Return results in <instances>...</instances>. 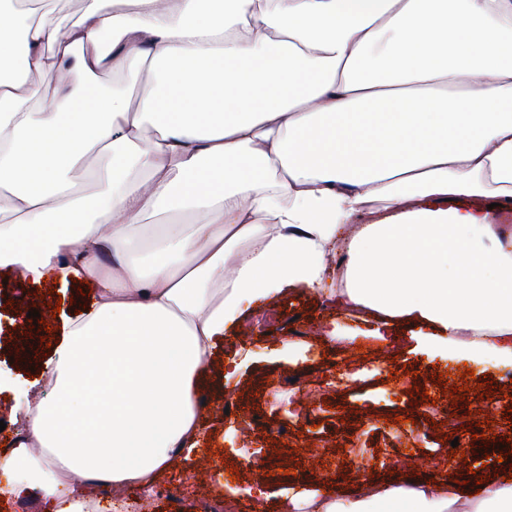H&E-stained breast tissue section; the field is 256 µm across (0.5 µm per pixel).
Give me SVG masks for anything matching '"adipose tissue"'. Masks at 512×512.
Returning <instances> with one entry per match:
<instances>
[{
  "label": "adipose tissue",
  "mask_w": 512,
  "mask_h": 512,
  "mask_svg": "<svg viewBox=\"0 0 512 512\" xmlns=\"http://www.w3.org/2000/svg\"><path fill=\"white\" fill-rule=\"evenodd\" d=\"M32 2L0 0V69L25 60L0 78V270L96 294L44 365L53 398L18 390L0 496L101 512L198 451L210 355L288 290L512 361V0ZM143 64L137 105L98 82ZM163 211L191 221L141 267L132 230ZM283 512H512V481L318 479Z\"/></svg>",
  "instance_id": "ef3b65f1"
}]
</instances>
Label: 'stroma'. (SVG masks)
<instances>
[{
    "label": "stroma",
    "mask_w": 512,
    "mask_h": 512,
    "mask_svg": "<svg viewBox=\"0 0 512 512\" xmlns=\"http://www.w3.org/2000/svg\"><path fill=\"white\" fill-rule=\"evenodd\" d=\"M55 281L24 282L0 273V373L29 382L60 344V321L52 305L75 315L95 288L64 289ZM338 321L348 335L326 341L324 327ZM358 317L325 306L303 291L254 303L237 334L213 352L200 395L206 436L191 460H177L151 490L130 486L106 494L122 512H224V490L236 491L237 512H255L251 489L263 482L266 512H279L282 494L301 476L335 479L341 493L365 489L373 477H428L452 468L455 480L476 487L512 470V364L495 355L464 360L435 339L417 336L408 322L392 337L365 336ZM295 348H288L286 340ZM245 358L237 375L225 379L224 363ZM473 376H466V369ZM487 392L478 395L475 384ZM466 386L463 401L449 390ZM319 403L314 421L304 406ZM473 435L463 458H449L444 414ZM486 438H477L479 426ZM420 459H405L406 448ZM238 470L226 475L225 466Z\"/></svg>",
    "instance_id": "stroma-1"
}]
</instances>
